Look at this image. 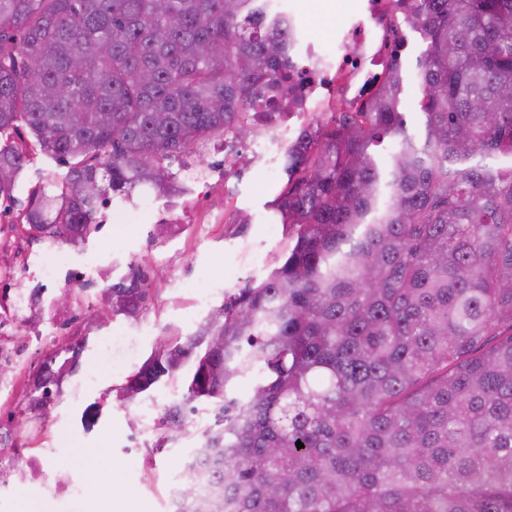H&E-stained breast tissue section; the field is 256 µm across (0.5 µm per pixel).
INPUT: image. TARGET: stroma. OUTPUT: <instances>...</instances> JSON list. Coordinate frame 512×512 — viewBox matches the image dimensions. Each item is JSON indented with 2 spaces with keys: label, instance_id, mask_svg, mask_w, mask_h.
I'll return each mask as SVG.
<instances>
[{
  "label": "stroma",
  "instance_id": "stroma-1",
  "mask_svg": "<svg viewBox=\"0 0 512 512\" xmlns=\"http://www.w3.org/2000/svg\"><path fill=\"white\" fill-rule=\"evenodd\" d=\"M288 7L313 41L329 44L351 19L367 14V0H288ZM254 151V141L242 144L239 166L228 173L223 139L204 142L185 159V195L148 201L139 195L134 203L107 207L102 228L78 246L33 240L19 229L29 190L65 174L64 163L35 155L13 198L0 197V305L23 303L20 321L0 329L12 352L11 371L0 387V438L15 448H57L85 457V481L109 480L122 512H162L164 480L176 469L182 444L163 442L160 419L185 384L180 376L166 378L135 401H121L118 391L127 376L101 367L99 343L122 335L148 358L170 339L193 334L238 288L275 266L287 237L271 238L268 225L271 203L286 180H268L253 162ZM239 211L249 214L250 223H233ZM120 212L128 214V223H115ZM163 219L174 222L175 230L164 241L153 240V228ZM257 255L262 265L253 264ZM50 263L55 269L49 275ZM134 272L148 288L141 309L133 316L113 312L102 288ZM195 286L205 293L198 306ZM65 292L70 298L63 308L55 300ZM71 347L80 350L78 365L64 377L58 399L47 415L28 410L30 372L51 352ZM91 370L99 373L96 386L72 399L73 386ZM97 505L91 496L47 500L31 489L14 512H94Z\"/></svg>",
  "mask_w": 512,
  "mask_h": 512
}]
</instances>
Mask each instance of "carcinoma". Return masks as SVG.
Instances as JSON below:
<instances>
[{
  "mask_svg": "<svg viewBox=\"0 0 512 512\" xmlns=\"http://www.w3.org/2000/svg\"><path fill=\"white\" fill-rule=\"evenodd\" d=\"M393 6L414 72L396 57L358 107L299 128L272 202L282 258L122 388L192 365L166 441L214 406L184 512H512V0ZM294 43L265 0H0V138L25 127L69 165L32 191L24 232L77 246L114 199L181 192L170 162L303 105ZM30 160L0 146L1 196ZM103 297L133 316L145 290L132 275ZM247 374L252 395L231 396ZM60 378H36L30 409ZM419 86L416 80H411L406 88L404 111L409 112L407 121L410 129L420 130L421 114L418 108Z\"/></svg>",
  "mask_w": 512,
  "mask_h": 512,
  "instance_id": "obj_1",
  "label": "carcinoma"
}]
</instances>
